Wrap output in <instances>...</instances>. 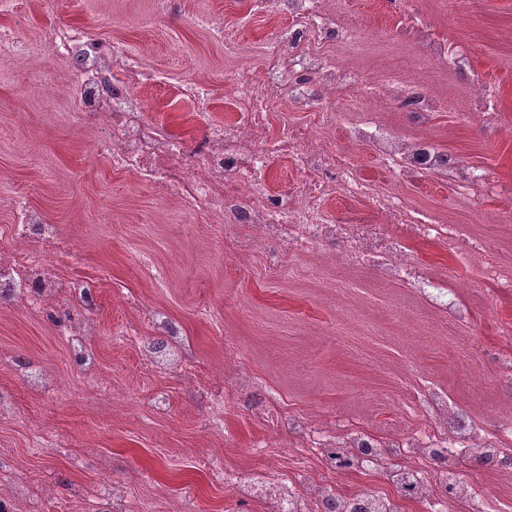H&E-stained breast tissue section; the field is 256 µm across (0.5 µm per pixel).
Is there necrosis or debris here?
<instances>
[{"label": "necrosis or debris", "instance_id": "necrosis-or-debris-1", "mask_svg": "<svg viewBox=\"0 0 512 512\" xmlns=\"http://www.w3.org/2000/svg\"><path fill=\"white\" fill-rule=\"evenodd\" d=\"M279 12L299 19L297 27L278 32L269 47L271 63L262 78L242 71L235 80L238 95L248 103L244 119L211 127L193 148L183 139L168 135L147 123L138 87L149 83L150 74L120 42L104 44L77 29H56L49 40L55 54L67 57L77 69L79 82L73 99L83 120L101 123L104 139L95 142L96 154L111 158L113 170L133 175L150 185L165 202H174L200 224L236 228L247 225L249 235L239 237L237 248L247 252L258 244L278 245L269 258L271 269H283L295 254L315 248H332L353 264L374 266L389 283H404L430 307L458 321L471 312L455 291L426 278L416 257L400 241L384 237L383 224L358 210L372 198L385 222L405 225L413 239L436 244L451 254L467 242L455 224H435L413 215L397 192L374 193L371 184L348 166L334 144L314 140L311 128H334L332 112H311L310 101L319 85L349 88L357 75L331 66L323 53L307 44L308 34L327 35L349 42L346 31L326 23L320 0H277ZM384 95L408 106L415 123L426 126L440 104L418 88L388 81ZM285 103L298 112H311L309 126L284 128L275 141L264 139L275 105ZM353 140L368 144L377 167L389 179L405 182L428 173L440 181L458 182L461 189L478 195L486 180L481 171L449 166L445 154L427 139L404 140L373 123L352 127ZM286 157L300 173L298 188L275 190L263 175L272 156ZM341 195L350 204L343 214L324 208L326 198ZM14 215L12 236L17 250L0 255V301L21 312L46 318L84 376L99 379V364L88 341L100 333L99 289L102 272L82 261L60 225L49 223L43 212L23 197L10 203ZM144 320L150 338L139 339V360L146 370L159 375L178 372L194 376L196 352L177 321L162 308H148ZM164 347L156 349L153 338ZM255 373L233 364L224 373L223 385L196 387L199 400L211 408L212 428L223 426L219 411L225 392L242 402L262 394V407L274 412L273 429L288 436L300 474L290 477L271 466L245 467L225 464L215 455L207 468L224 483L235 501L257 502L263 512H407L421 506L423 512H451L462 503L466 512H496L493 499L477 483L463 480L457 461L471 449H481L500 470L512 469V417L500 418L493 430H476L464 411L439 387L423 389L413 413L418 424L406 431L378 435L348 420L325 423L288 410L283 399L266 393ZM342 457L353 472H387L394 486L412 485L410 495L371 488H353L316 477L313 460L333 462ZM71 512H131L124 487L105 478L89 492H77Z\"/></svg>", "mask_w": 512, "mask_h": 512}]
</instances>
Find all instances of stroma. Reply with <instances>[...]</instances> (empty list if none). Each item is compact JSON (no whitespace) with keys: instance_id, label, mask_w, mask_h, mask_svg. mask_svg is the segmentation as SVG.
Returning a JSON list of instances; mask_svg holds the SVG:
<instances>
[{"instance_id":"stroma-1","label":"stroma","mask_w":512,"mask_h":512,"mask_svg":"<svg viewBox=\"0 0 512 512\" xmlns=\"http://www.w3.org/2000/svg\"><path fill=\"white\" fill-rule=\"evenodd\" d=\"M323 2L355 40L340 45L314 38L311 46L370 83L397 74L441 107L421 129L389 100L322 88L315 110L344 112L352 121L370 114L400 138L426 136L481 170L490 189L478 198L424 174L405 202L463 226L482 240L486 254L512 263V223L502 221L512 213V0ZM204 15L223 22L240 53L225 51L201 23ZM413 16L442 28L449 52L468 50L469 68L444 69L403 41L400 33ZM288 23L275 0H173L162 14L155 0H57L51 10L42 0H23L0 7V32L12 33L18 44L64 25L90 29L105 43L122 41L162 78L142 90L147 120L191 144L204 134L192 113L205 110L216 123L243 117L230 78L241 67L262 76L265 46ZM191 80L209 86L205 107L182 96ZM76 82V72L51 52L20 62L0 47V199L23 190L88 263L131 296L101 293V334L91 345L111 386L108 400L71 366L48 323L0 304V352L10 357L0 363V395L12 405L11 416L0 419V452L14 460L1 486L24 481L49 499L65 500L105 475L127 486L140 512H185L190 502L194 512H225L229 492L209 479L199 453L212 449L233 465H261L248 450L265 424L229 394L224 429L214 431L180 374L142 380L135 346L113 342L112 332L137 320L144 306L165 308L180 322L202 376L223 375L224 342L234 340L242 361L284 394L289 409H308L325 421L347 417L380 433L410 426L416 394L429 382L446 387L480 422L512 400L492 357L503 345L499 323L512 322V288L471 280L472 256L425 243L415 247L432 274L458 290L474 315L468 323L440 317L410 289L381 283L375 268L346 264L326 249L274 273L263 253L229 250L209 225L194 223L150 187L114 172L109 158L92 155L96 128L72 114ZM43 83L51 84L50 93L40 91ZM482 86L496 92L495 118L473 110ZM468 111L472 120L461 123ZM204 303L210 315L200 314ZM14 358L64 373L65 390L48 397L33 392L11 367ZM155 389L166 392L168 412L145 404ZM44 427L57 438L49 449L41 444Z\"/></svg>"}]
</instances>
